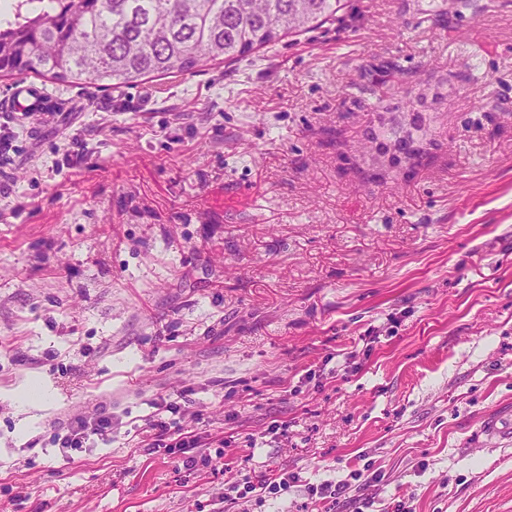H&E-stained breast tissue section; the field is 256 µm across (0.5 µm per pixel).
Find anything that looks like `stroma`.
I'll return each mask as SVG.
<instances>
[{
    "label": "stroma",
    "instance_id": "obj_1",
    "mask_svg": "<svg viewBox=\"0 0 512 512\" xmlns=\"http://www.w3.org/2000/svg\"><path fill=\"white\" fill-rule=\"evenodd\" d=\"M43 83L0 122V512H512V0H347L234 63L0 96ZM159 417L202 447L148 451ZM47 88L17 87L11 94L2 97L0 112H30L38 97H50ZM50 390L48 386L40 379L31 380L22 390L11 394L14 401L38 404L48 400ZM55 432V440L62 448H82L92 437H104L112 432V415L95 412L92 415L70 419ZM277 479L274 478L273 480H270L267 482L266 480L258 481L257 483H254L252 481H244L242 484L235 481V482H228L225 484L224 490H227V492H235V497L230 495V493H224L225 499H232V500H239L244 499L247 497V494L249 493H255L257 489H260L261 492L268 491L269 494H276L281 490L287 489L288 487V478H280L279 481H276ZM242 486V488H241Z\"/></svg>",
    "mask_w": 512,
    "mask_h": 512
}]
</instances>
